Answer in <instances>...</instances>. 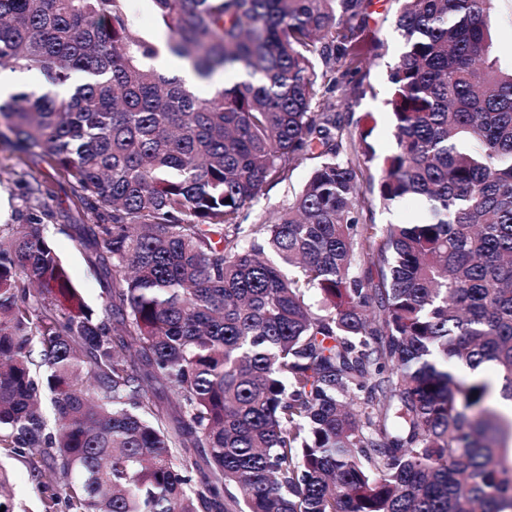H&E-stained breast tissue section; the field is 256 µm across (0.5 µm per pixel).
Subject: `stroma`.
Instances as JSON below:
<instances>
[{
  "label": "stroma",
  "mask_w": 512,
  "mask_h": 512,
  "mask_svg": "<svg viewBox=\"0 0 512 512\" xmlns=\"http://www.w3.org/2000/svg\"><path fill=\"white\" fill-rule=\"evenodd\" d=\"M369 26L381 43L378 57L373 58L364 80V96L340 105L338 112L352 133L368 132L378 156L388 155L394 147L393 130L385 101L389 83L390 63L403 50L404 39L396 26L394 0H375ZM309 163L300 164L289 181L267 188L264 197L250 210L248 221L258 224L270 219L272 212L287 203L302 188ZM43 187L45 195L34 194V187ZM45 208L68 223H83L82 213L72 203L69 182L43 159L25 152L8 141H0V224L22 223L31 209ZM47 236L65 261L69 273L83 293L86 303L95 311L105 305V285L88 268L80 247L56 226H49ZM0 471L7 478V489L1 501L15 512H42L44 499L60 495L53 477H44L35 485L25 458L0 449Z\"/></svg>",
  "instance_id": "35a3bbf8"
}]
</instances>
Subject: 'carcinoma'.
I'll list each match as a JSON object with an SVG mask.
<instances>
[{
	"label": "carcinoma",
	"mask_w": 512,
	"mask_h": 512,
	"mask_svg": "<svg viewBox=\"0 0 512 512\" xmlns=\"http://www.w3.org/2000/svg\"><path fill=\"white\" fill-rule=\"evenodd\" d=\"M0 0V65L67 98L0 106L89 224L90 308L47 237L0 227V448L70 512H512V45L494 0H394V148L336 114L363 93L373 0ZM167 53L199 97L148 61ZM312 163L270 222L267 188ZM421 200L408 223L376 205ZM487 364L501 389L477 373ZM156 386L176 400L149 394ZM129 12L133 16L137 27L145 33L154 35L160 42L166 37L164 29L160 28L151 11L150 3L147 0H129ZM490 30L495 43L512 42V0H496Z\"/></svg>",
	"instance_id": "1"
}]
</instances>
